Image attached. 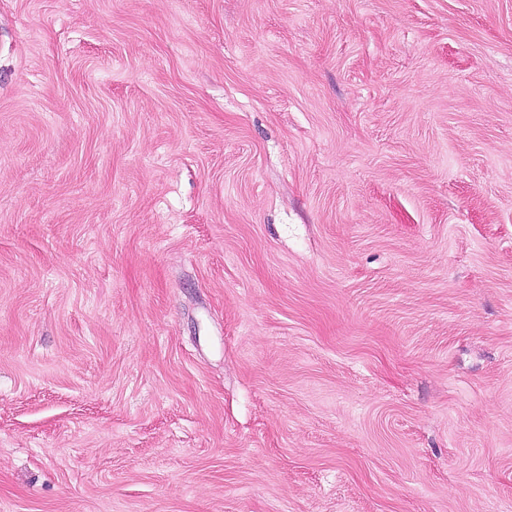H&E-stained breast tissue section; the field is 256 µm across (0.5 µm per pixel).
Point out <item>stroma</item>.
I'll return each mask as SVG.
<instances>
[{"label": "stroma", "instance_id": "obj_1", "mask_svg": "<svg viewBox=\"0 0 512 512\" xmlns=\"http://www.w3.org/2000/svg\"><path fill=\"white\" fill-rule=\"evenodd\" d=\"M0 512H512V0H0Z\"/></svg>", "mask_w": 512, "mask_h": 512}]
</instances>
